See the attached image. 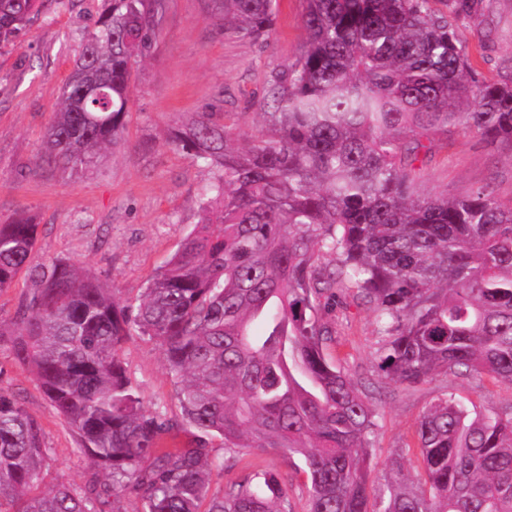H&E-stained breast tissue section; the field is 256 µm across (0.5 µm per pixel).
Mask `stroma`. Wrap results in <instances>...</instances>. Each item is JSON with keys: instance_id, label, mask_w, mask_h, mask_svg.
<instances>
[{"instance_id": "obj_1", "label": "stroma", "mask_w": 512, "mask_h": 512, "mask_svg": "<svg viewBox=\"0 0 512 512\" xmlns=\"http://www.w3.org/2000/svg\"><path fill=\"white\" fill-rule=\"evenodd\" d=\"M109 0H52L49 10L0 45V224L21 212L38 226L35 260H66L111 284L120 304H134L148 282L179 250L198 220V202L213 172L172 150L167 141L198 113L235 124L243 135L257 132L270 111L268 79L298 58L305 41V0H279L269 39L228 38L214 0H166L152 54L134 67L135 89L125 117L124 142L108 149L79 173L41 165L43 136L83 45L99 25ZM457 35L479 75L498 79L512 55V0H488L483 17L463 21ZM426 191L465 196L493 186L512 199V159L480 136L450 133L437 138L419 161ZM338 343L330 352L359 383L375 378L379 337L373 312L347 304L337 308ZM126 372L146 407L179 415L178 380L160 349L137 336L120 352ZM0 390L18 395L42 425L50 450L43 487L63 481L85 488L98 472L79 449L67 422L52 412L30 372L0 350ZM450 392L468 408L512 402V387L475 376L440 375L413 386L389 384L369 392L379 416L372 438L371 479L376 495L386 491L388 459L410 440L424 408ZM218 462L210 491L223 495L255 470L288 477V498L305 512L303 475L274 451L225 450L213 441Z\"/></svg>"}]
</instances>
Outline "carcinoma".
Segmentation results:
<instances>
[{"instance_id":"carcinoma-1","label":"carcinoma","mask_w":512,"mask_h":512,"mask_svg":"<svg viewBox=\"0 0 512 512\" xmlns=\"http://www.w3.org/2000/svg\"><path fill=\"white\" fill-rule=\"evenodd\" d=\"M48 0H0V43ZM224 35L267 39L277 0H218ZM306 0L295 63L270 75L259 134L202 112L168 140L214 170L199 221L136 306L88 270L33 264L34 218L0 225V291L23 268L36 288L0 319V346L35 377L106 483L33 494L48 467L42 427L0 390V512H100L134 495L142 512H292L282 474L260 471L209 496L212 441L303 462L306 512H371L375 413L328 353L323 311L345 291L375 315L377 376L441 373L512 386V200L486 186L420 190L415 163L437 137L474 132L512 157V71L476 76L456 23L487 0ZM164 0H112L45 134L44 162L79 171L122 140L133 64ZM155 343L181 378L180 415L145 407L122 344ZM191 438L176 441L179 431ZM391 453L377 512H512V403L469 411L444 395ZM206 510H201L203 503Z\"/></svg>"}]
</instances>
